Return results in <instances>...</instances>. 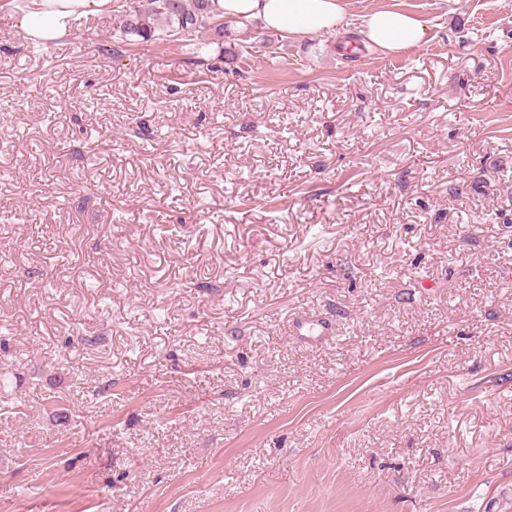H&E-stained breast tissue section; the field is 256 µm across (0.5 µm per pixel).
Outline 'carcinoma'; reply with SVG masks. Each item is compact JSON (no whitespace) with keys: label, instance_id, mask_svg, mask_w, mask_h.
Instances as JSON below:
<instances>
[{"label":"carcinoma","instance_id":"1","mask_svg":"<svg viewBox=\"0 0 512 512\" xmlns=\"http://www.w3.org/2000/svg\"><path fill=\"white\" fill-rule=\"evenodd\" d=\"M224 17L211 13L210 0H130L129 9L118 20L115 34L127 41H171L203 31L222 53L235 55L224 48V27L211 22Z\"/></svg>","mask_w":512,"mask_h":512}]
</instances>
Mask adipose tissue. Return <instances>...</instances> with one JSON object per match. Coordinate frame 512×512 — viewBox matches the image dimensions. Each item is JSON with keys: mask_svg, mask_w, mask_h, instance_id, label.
Wrapping results in <instances>:
<instances>
[{"mask_svg": "<svg viewBox=\"0 0 512 512\" xmlns=\"http://www.w3.org/2000/svg\"><path fill=\"white\" fill-rule=\"evenodd\" d=\"M110 0H31L18 25L31 38L52 42L67 34L74 17L107 7ZM213 13L228 19L262 21L284 35H321L346 27L344 0H212ZM365 34L376 46L398 53L424 43L427 28L420 19L398 11L378 10L365 18Z\"/></svg>", "mask_w": 512, "mask_h": 512, "instance_id": "adipose-tissue-1", "label": "adipose tissue"}]
</instances>
